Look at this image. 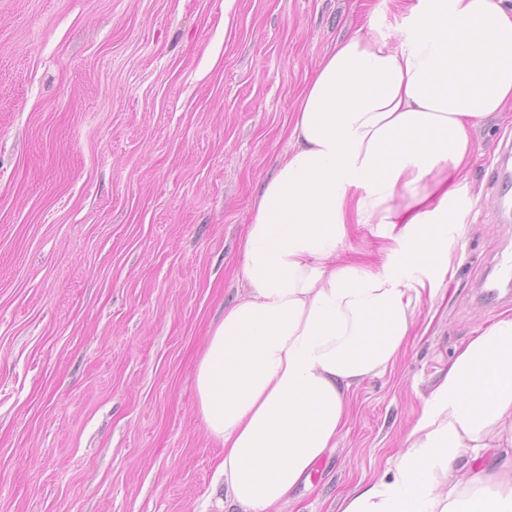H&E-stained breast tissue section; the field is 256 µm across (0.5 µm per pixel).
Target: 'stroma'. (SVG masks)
Returning a JSON list of instances; mask_svg holds the SVG:
<instances>
[{
    "instance_id": "obj_1",
    "label": "stroma",
    "mask_w": 512,
    "mask_h": 512,
    "mask_svg": "<svg viewBox=\"0 0 512 512\" xmlns=\"http://www.w3.org/2000/svg\"><path fill=\"white\" fill-rule=\"evenodd\" d=\"M372 19L409 23L396 0H0V512H206L198 361L297 97ZM474 141L448 269L414 271L435 289L405 347L277 512H341L380 480L457 350L512 312V281L476 300L512 250L492 179L512 110ZM392 245L352 224L337 258L378 269Z\"/></svg>"
}]
</instances>
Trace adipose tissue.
<instances>
[{"label": "adipose tissue", "instance_id": "ef3b65f1", "mask_svg": "<svg viewBox=\"0 0 512 512\" xmlns=\"http://www.w3.org/2000/svg\"><path fill=\"white\" fill-rule=\"evenodd\" d=\"M400 36L339 39L301 91L290 149L243 238L245 295L195 376L221 445L223 512H271L345 429L350 392L387 370L413 327L438 221L465 196L480 121L512 108V6L417 0ZM405 205H395L398 195ZM350 224L397 247L382 269L340 262ZM393 468L342 512H512V315L481 330L426 400Z\"/></svg>", "mask_w": 512, "mask_h": 512}]
</instances>
